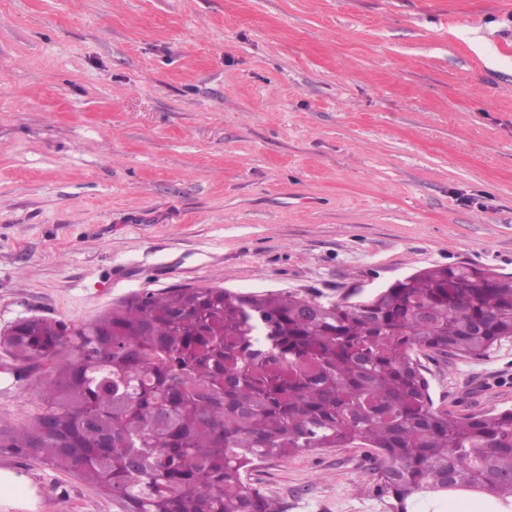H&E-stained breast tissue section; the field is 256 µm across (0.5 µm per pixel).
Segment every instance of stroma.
<instances>
[{
  "label": "stroma",
  "mask_w": 512,
  "mask_h": 512,
  "mask_svg": "<svg viewBox=\"0 0 512 512\" xmlns=\"http://www.w3.org/2000/svg\"><path fill=\"white\" fill-rule=\"evenodd\" d=\"M512 275V0H0V332L182 284L333 302L419 269ZM436 407L512 408V339L424 360ZM0 370V420L39 412ZM376 449L274 460L286 512H391ZM12 512H113L0 453Z\"/></svg>",
  "instance_id": "1"
}]
</instances>
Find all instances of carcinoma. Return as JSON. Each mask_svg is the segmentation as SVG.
Instances as JSON below:
<instances>
[{
	"instance_id": "carcinoma-1",
	"label": "carcinoma",
	"mask_w": 512,
	"mask_h": 512,
	"mask_svg": "<svg viewBox=\"0 0 512 512\" xmlns=\"http://www.w3.org/2000/svg\"><path fill=\"white\" fill-rule=\"evenodd\" d=\"M512 339V276L432 266L372 297L179 286L81 326L34 317L0 334L16 381L44 368L29 425L0 450L71 471L115 512H285L250 487L259 464L363 439L373 488L466 489L512 505V409H437L418 353L482 358Z\"/></svg>"
}]
</instances>
